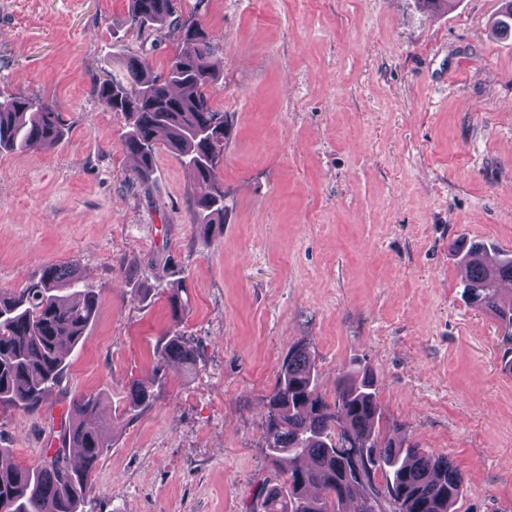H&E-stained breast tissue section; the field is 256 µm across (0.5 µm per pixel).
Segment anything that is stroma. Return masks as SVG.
<instances>
[{
    "mask_svg": "<svg viewBox=\"0 0 512 512\" xmlns=\"http://www.w3.org/2000/svg\"><path fill=\"white\" fill-rule=\"evenodd\" d=\"M129 5L0 0V94L55 102L66 122L54 147L0 152V289L72 265L100 302L45 407L0 405V460L58 447L71 400L91 394L112 439L94 512H245L274 472L267 397L299 345L326 394L350 367L373 371L383 431L461 473L457 512H512V374L454 252L512 250L501 0H175L224 48L210 94L229 122L226 212L208 243L191 216L204 187L163 145L140 179L124 115L96 94L131 60L159 73L187 47ZM176 332L195 368L156 371ZM135 383L152 394L136 409Z\"/></svg>",
    "mask_w": 512,
    "mask_h": 512,
    "instance_id": "1",
    "label": "stroma"
}]
</instances>
